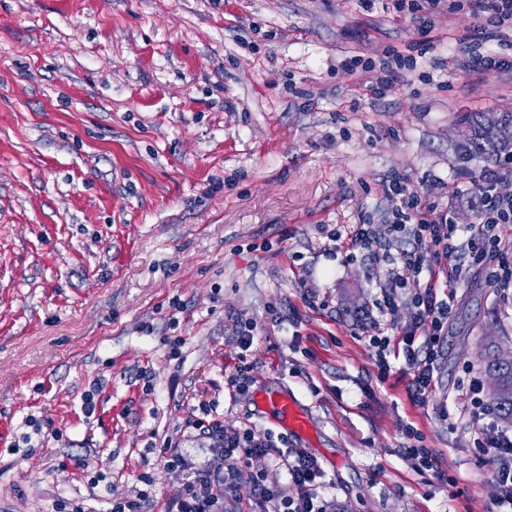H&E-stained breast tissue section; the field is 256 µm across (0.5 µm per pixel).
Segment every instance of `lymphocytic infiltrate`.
<instances>
[{
    "label": "lymphocytic infiltrate",
    "instance_id": "lymphocytic-infiltrate-1",
    "mask_svg": "<svg viewBox=\"0 0 512 512\" xmlns=\"http://www.w3.org/2000/svg\"><path fill=\"white\" fill-rule=\"evenodd\" d=\"M394 14L418 15L424 27H431L444 11L464 12L471 26L454 39V69L474 74L486 68L512 71V60L486 56L476 42L483 31L495 28L501 42L512 41V0H390ZM352 67L361 68L373 92L392 90L406 81L414 67L412 56L389 47L380 55L355 58ZM512 180V158L496 162L474 183L471 194L476 223L466 240H459L457 225L447 213L423 205L418 191L406 178L392 177L385 187L388 198L396 200V219L387 227L386 241H379L372 225L347 224L337 229L334 239L346 256L364 252L377 255L382 246L396 247L386 255L387 269L372 274L379 295L372 310L357 321L360 335L368 337L375 350L379 379L392 370L390 356L404 358L410 381L408 395L418 404L428 403L440 387V364L448 338V322L458 283L467 264L493 266L487 279L491 288H512V243L503 242L500 228L512 224V196L498 191L501 181ZM409 306L411 317L401 332L388 335L383 317ZM187 426L209 441L201 462L188 464L177 442L166 440L160 457L169 470L188 471L181 494L166 512H336L333 502L319 490L324 471L316 457L291 445L287 437L246 424L228 430L211 401L193 406ZM477 448L491 465L496 496L489 512H512V427L500 429L494 440L477 441ZM278 460L288 475V488L266 484L263 469ZM251 469L252 486L240 492L242 469Z\"/></svg>",
    "mask_w": 512,
    "mask_h": 512
}]
</instances>
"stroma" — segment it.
I'll return each instance as SVG.
<instances>
[{"instance_id": "1", "label": "stroma", "mask_w": 512, "mask_h": 512, "mask_svg": "<svg viewBox=\"0 0 512 512\" xmlns=\"http://www.w3.org/2000/svg\"><path fill=\"white\" fill-rule=\"evenodd\" d=\"M387 5L0 0V512L73 498L106 512L144 473L162 506L187 479L164 467L163 441L207 445L191 407L214 400L225 428L276 435L254 402L265 391L308 410L302 447L338 512H485L495 487L474 440L500 422H471L460 386L464 365L484 377L485 344L512 341V299L481 268L457 283L441 389L415 404L403 360L378 381L352 329L379 294L371 256L345 262L327 233L381 225L394 173L473 224L468 190L489 160L470 119L512 114V75L451 74L448 38L467 15L444 13L426 36ZM428 38L392 91L344 66ZM242 358L252 384L233 397ZM408 425L448 479L416 468Z\"/></svg>"}]
</instances>
